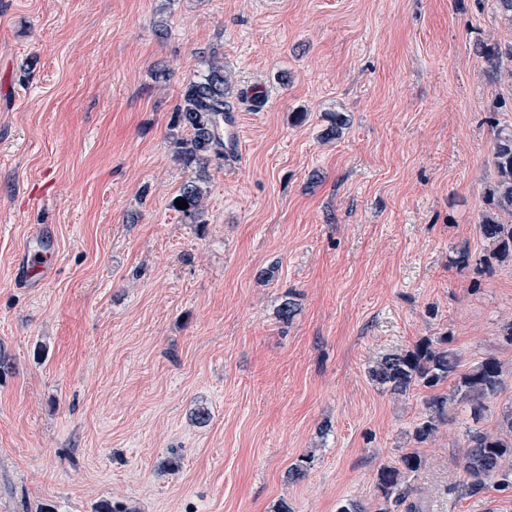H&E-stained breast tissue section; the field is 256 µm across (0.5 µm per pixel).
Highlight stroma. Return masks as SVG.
I'll use <instances>...</instances> for the list:
<instances>
[{"label": "stroma", "mask_w": 512, "mask_h": 512, "mask_svg": "<svg viewBox=\"0 0 512 512\" xmlns=\"http://www.w3.org/2000/svg\"><path fill=\"white\" fill-rule=\"evenodd\" d=\"M478 39L512 41L492 0H0V512H375L413 450L421 512H512L511 490H462L467 428L512 408V261L450 262L489 251L493 126L512 124V63L492 82ZM208 47L242 154L210 164L191 224L170 124ZM37 226L55 274L25 288ZM439 336L504 386L420 444L426 390L368 368Z\"/></svg>", "instance_id": "35a3bbf8"}]
</instances>
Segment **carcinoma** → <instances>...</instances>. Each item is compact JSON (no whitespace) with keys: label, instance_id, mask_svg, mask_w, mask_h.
Masks as SVG:
<instances>
[{"label":"carcinoma","instance_id":"carcinoma-1","mask_svg":"<svg viewBox=\"0 0 512 512\" xmlns=\"http://www.w3.org/2000/svg\"><path fill=\"white\" fill-rule=\"evenodd\" d=\"M473 51L489 64L493 80L498 79L503 62H512V41L491 44L478 40L473 44ZM198 56L202 72L182 90L170 126L175 160L194 173L181 185L170 207L191 224L197 223L204 209L208 166L212 160L224 158V114L230 112L224 57L211 48L198 52ZM345 125L341 113L331 114L321 138L335 139ZM491 163L496 179L489 188L486 209L479 221V232L488 244L489 254L477 259L466 250L458 252L453 262L463 269L473 261L483 265L512 259V124L495 125ZM177 200L186 201L188 207L178 208ZM459 367L458 353L449 347L448 337L442 336L379 357L368 368V374L372 381L388 387L394 395L404 396L415 386L430 390L425 401L426 412L413 430L415 441L423 443L434 437L440 424L448 421L449 406L465 402L479 409L483 401L495 396L503 386L502 366L494 357L485 358L465 373H458ZM450 378L455 379L452 394L439 392ZM466 443L463 487L467 495L482 494L490 483L503 491L512 488V465L506 464L512 458V411L501 416L495 432L468 430ZM420 468L419 454L411 452L401 457L399 466L381 469L379 485L384 498L393 496L397 502L408 500L412 493L410 478Z\"/></svg>","mask_w":512,"mask_h":512}]
</instances>
